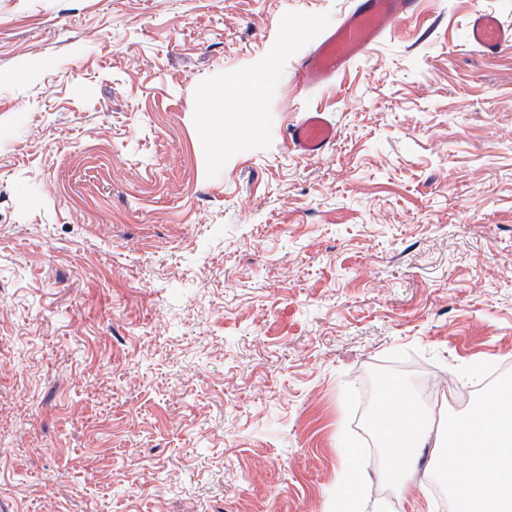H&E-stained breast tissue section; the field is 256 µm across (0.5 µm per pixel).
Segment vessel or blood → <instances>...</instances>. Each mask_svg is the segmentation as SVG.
<instances>
[{"label": "vessel or blood", "mask_w": 512, "mask_h": 512, "mask_svg": "<svg viewBox=\"0 0 512 512\" xmlns=\"http://www.w3.org/2000/svg\"><path fill=\"white\" fill-rule=\"evenodd\" d=\"M420 0H355L353 7L324 25L320 41L300 61L298 77L304 87H319L336 79L356 60L413 18ZM468 41L484 56L512 48V24L480 10L468 22ZM336 126L328 113L308 109L291 124L286 140L291 151L306 160L323 157L335 144Z\"/></svg>", "instance_id": "1"}]
</instances>
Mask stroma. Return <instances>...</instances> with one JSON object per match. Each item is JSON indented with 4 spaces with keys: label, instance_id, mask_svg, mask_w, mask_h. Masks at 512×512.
I'll list each match as a JSON object with an SVG mask.
<instances>
[{
    "label": "stroma",
    "instance_id": "1",
    "mask_svg": "<svg viewBox=\"0 0 512 512\" xmlns=\"http://www.w3.org/2000/svg\"><path fill=\"white\" fill-rule=\"evenodd\" d=\"M348 5L0 0V512H324L342 439L364 512H440L363 387L461 418L512 359V49L466 29L512 0H423L302 88ZM336 125L327 112L308 109L300 112L299 119L288 127V148L306 160L323 157L335 144Z\"/></svg>",
    "mask_w": 512,
    "mask_h": 512
}]
</instances>
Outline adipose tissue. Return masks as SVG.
Wrapping results in <instances>:
<instances>
[{
    "instance_id": "adipose-tissue-1",
    "label": "adipose tissue",
    "mask_w": 512,
    "mask_h": 512,
    "mask_svg": "<svg viewBox=\"0 0 512 512\" xmlns=\"http://www.w3.org/2000/svg\"><path fill=\"white\" fill-rule=\"evenodd\" d=\"M512 391L494 390L458 420L436 419L401 383L385 385L375 410L385 422L384 454L400 497L413 495L421 452L436 449L434 461L457 488L458 512H512Z\"/></svg>"
}]
</instances>
